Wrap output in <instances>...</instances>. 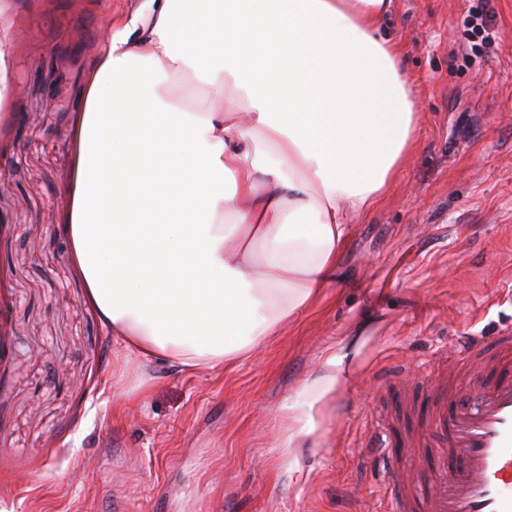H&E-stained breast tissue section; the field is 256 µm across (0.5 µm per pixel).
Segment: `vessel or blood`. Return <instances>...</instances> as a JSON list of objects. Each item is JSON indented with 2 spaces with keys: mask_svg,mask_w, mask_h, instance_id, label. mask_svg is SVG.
Returning a JSON list of instances; mask_svg holds the SVG:
<instances>
[{
  "mask_svg": "<svg viewBox=\"0 0 512 512\" xmlns=\"http://www.w3.org/2000/svg\"><path fill=\"white\" fill-rule=\"evenodd\" d=\"M456 349L481 367L474 396L449 393L447 376L431 365L420 381V426H376L372 446L385 459L386 490L401 483L413 451H431L430 489L400 512H512V329L458 337Z\"/></svg>",
  "mask_w": 512,
  "mask_h": 512,
  "instance_id": "1",
  "label": "vessel or blood"
}]
</instances>
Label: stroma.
Masks as SVG:
<instances>
[{
	"label": "stroma",
	"mask_w": 512,
	"mask_h": 512,
	"mask_svg": "<svg viewBox=\"0 0 512 512\" xmlns=\"http://www.w3.org/2000/svg\"><path fill=\"white\" fill-rule=\"evenodd\" d=\"M139 0H10L0 110V512H384L378 417L418 413L398 365L512 326V0H394L418 131L349 225L334 278L233 367L120 363L64 232L70 132L101 25ZM480 15L485 36L469 22ZM348 376L283 447L330 354ZM15 95L13 66L6 52H0V108L9 105Z\"/></svg>",
	"instance_id": "obj_1"
}]
</instances>
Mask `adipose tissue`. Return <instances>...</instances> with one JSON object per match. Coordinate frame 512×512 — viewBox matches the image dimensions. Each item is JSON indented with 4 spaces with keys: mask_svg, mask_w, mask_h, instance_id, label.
Instances as JSON below:
<instances>
[{
    "mask_svg": "<svg viewBox=\"0 0 512 512\" xmlns=\"http://www.w3.org/2000/svg\"><path fill=\"white\" fill-rule=\"evenodd\" d=\"M392 3L141 0L113 29L70 134L65 232L125 358L221 368L316 299L415 140ZM185 75L212 108L161 95ZM343 376L329 355L285 447Z\"/></svg>",
    "mask_w": 512,
    "mask_h": 512,
    "instance_id": "adipose-tissue-1",
    "label": "adipose tissue"
}]
</instances>
